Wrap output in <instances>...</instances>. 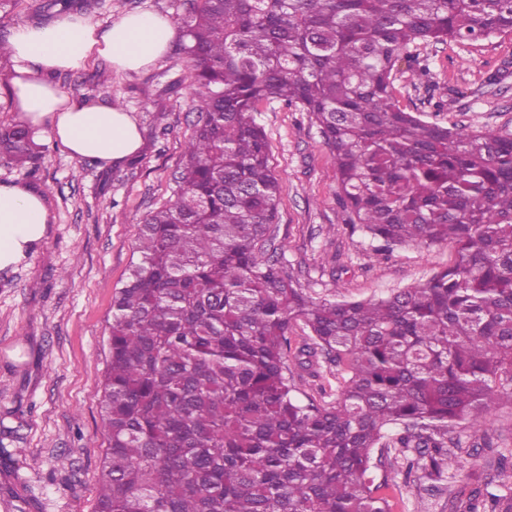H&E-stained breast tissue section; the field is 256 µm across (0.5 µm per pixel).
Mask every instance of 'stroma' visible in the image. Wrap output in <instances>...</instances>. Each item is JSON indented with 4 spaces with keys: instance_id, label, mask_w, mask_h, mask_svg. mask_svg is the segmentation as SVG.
<instances>
[{
    "instance_id": "obj_1",
    "label": "stroma",
    "mask_w": 512,
    "mask_h": 512,
    "mask_svg": "<svg viewBox=\"0 0 512 512\" xmlns=\"http://www.w3.org/2000/svg\"><path fill=\"white\" fill-rule=\"evenodd\" d=\"M182 0H95L86 15L108 28L131 12L176 18ZM428 71L400 65L394 87L408 111L466 129L512 134V35L474 43L423 46ZM70 101L100 99L130 111L144 139L139 155L119 165L71 158L48 137L35 178L0 160V182L29 183L45 193L50 224L38 251L0 274V512H97L106 441L99 400L109 364L112 297L137 259L135 242L147 214L172 194L193 133L189 80L176 51L130 74L102 57L53 79ZM461 88L452 111L433 99ZM281 178L275 247L316 298L366 300L425 282L447 266L452 248L402 245L380 256L370 236L348 224L338 199L336 168L307 113L281 101L257 117ZM453 438L468 453L445 485L409 487L404 470L375 471L390 512H449L452 497L498 492V462L512 454V403L481 426L459 425Z\"/></svg>"
}]
</instances>
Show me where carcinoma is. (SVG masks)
Instances as JSON below:
<instances>
[{
    "label": "carcinoma",
    "mask_w": 512,
    "mask_h": 512,
    "mask_svg": "<svg viewBox=\"0 0 512 512\" xmlns=\"http://www.w3.org/2000/svg\"><path fill=\"white\" fill-rule=\"evenodd\" d=\"M182 7L197 120L112 299L97 512H390L383 457L445 481L449 430L512 402V135L406 111L393 71L421 45L512 34V0ZM269 100L318 126L349 223L387 251L450 244L448 266L362 301L302 288L273 244L283 184L255 117ZM40 149L0 125L9 163ZM322 363L336 399L299 400L294 369ZM481 496L512 512V494Z\"/></svg>",
    "instance_id": "obj_1"
}]
</instances>
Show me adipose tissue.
I'll list each match as a JSON object with an SVG mask.
<instances>
[{
    "label": "adipose tissue",
    "mask_w": 512,
    "mask_h": 512,
    "mask_svg": "<svg viewBox=\"0 0 512 512\" xmlns=\"http://www.w3.org/2000/svg\"><path fill=\"white\" fill-rule=\"evenodd\" d=\"M177 36L174 22L156 13H129L104 30L74 14L17 28L10 42V84L18 120L59 142L71 157L124 162L143 148L130 112L97 101L73 103L52 77L81 69L96 56L137 73L160 60ZM49 222L43 192L23 183L0 184V272L16 270L38 250Z\"/></svg>",
    "instance_id": "adipose-tissue-1"
}]
</instances>
